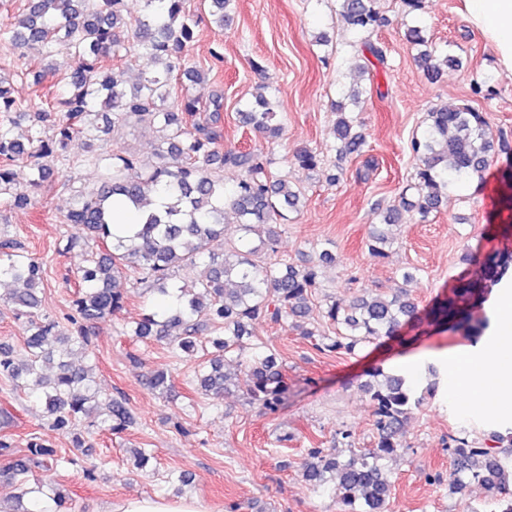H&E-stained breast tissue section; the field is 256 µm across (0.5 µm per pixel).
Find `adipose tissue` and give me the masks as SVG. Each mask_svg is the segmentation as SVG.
Returning <instances> with one entry per match:
<instances>
[{
	"label": "adipose tissue",
	"mask_w": 512,
	"mask_h": 512,
	"mask_svg": "<svg viewBox=\"0 0 512 512\" xmlns=\"http://www.w3.org/2000/svg\"><path fill=\"white\" fill-rule=\"evenodd\" d=\"M468 22L481 32L494 49L501 70L512 74V0H462ZM498 341L488 343L480 356L462 351L443 358L448 377L446 393L457 401L466 391L488 387L492 408L512 404V289L494 295ZM108 512H207L192 497L159 499L131 497L111 504Z\"/></svg>",
	"instance_id": "ef3b65f1"
}]
</instances>
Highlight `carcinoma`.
Masks as SVG:
<instances>
[{
	"instance_id": "carcinoma-1",
	"label": "carcinoma",
	"mask_w": 512,
	"mask_h": 512,
	"mask_svg": "<svg viewBox=\"0 0 512 512\" xmlns=\"http://www.w3.org/2000/svg\"><path fill=\"white\" fill-rule=\"evenodd\" d=\"M156 0H144L143 14L130 27L133 48L149 57L157 71L129 86L122 71L108 69L104 59L119 57L127 50L121 32L127 26L123 0H27V8L11 26L1 29L7 41L23 58L35 51L49 54L66 49L76 60L66 77L67 92L58 99L61 110L34 113L35 124L27 142L9 138L10 130L0 125V195L15 207L29 204L28 195L16 188L15 163L34 157L28 184L39 187L55 176L54 144H67L82 133L85 119L95 112L112 113L106 119L104 133L121 135L131 125L158 127L169 135L158 145L154 160H142L118 148L112 151L98 189L81 197L65 216L80 236L101 244L86 253L79 270L78 292L73 301L71 329L64 332L57 321L40 311L37 292L43 284V265L32 259H8L0 262V283L8 289L0 294V303L25 319L26 359L17 362L12 351L0 346V378L17 391L37 395L44 402L51 426L67 429L97 409L99 391L94 387V367H77L60 360L49 374L56 345L69 343L86 354L88 325L99 323L122 311L125 303L121 281L128 274L137 283L150 284L158 296L174 295L176 304L128 323L127 334L137 339L171 337V349L192 357L199 350V333L206 329L223 336L212 339L214 354L197 364L194 371L200 390L222 393L228 376L224 361L234 357L244 370L235 387L242 388L268 413L280 410L288 383L276 368V359L263 347L250 344L249 324L265 319L274 324L291 323L300 335L309 339L315 331L300 323L309 310L310 299L318 288V263L332 260L329 252L318 262L297 268L282 267L267 261L276 252L280 221L285 211L295 209L302 200L297 180L274 176L270 161L254 149L224 150L223 130L219 122L224 109V92L210 91L203 100L188 91L172 87L174 76L185 77L191 85L207 83V74L199 69H184L181 61L194 39L196 21L186 8L187 0H168L165 10L154 9ZM339 16L360 37L359 68L371 71L385 67L383 48L370 39L381 24L374 0H337ZM409 43L416 50L415 62L433 77L443 66H458L452 55H440L428 45L417 26L407 28ZM363 91L353 90L347 101L334 104V134L337 156L359 154L365 135L347 110L346 102L363 103ZM242 123L267 133L279 134L281 124L260 84L247 109L240 113ZM486 120L480 112L455 104H442L427 113L421 135L412 138L410 149L419 162L415 178L416 200L403 201V207L420 217L439 206L442 195L455 183L480 174L488 164L491 142L486 138ZM322 163L320 154L307 147L293 152V165L305 172ZM236 173L231 189L224 187V171ZM160 190L170 196L164 210L147 215L136 237L112 240V198L121 196L139 208L151 204L150 194ZM232 212L238 222L240 245L225 244L216 254L210 244L224 237V215ZM391 239L376 230L368 243L372 256L382 258ZM184 265L199 268L191 284L172 281L174 269ZM512 277V251H488L479 266V274L458 286L452 296L432 311L433 322L457 333L471 343L477 342L490 327L487 316L476 311L486 301L489 290ZM417 312V304L405 294L391 298L366 292L344 307L331 303L325 315L336 326V337L319 351L329 348L348 354L373 340L396 339L401 328ZM430 382L425 394L416 395L403 377L390 375L380 366L369 371L365 397L372 408L376 429L375 446L347 459L322 448H311L302 464V476L316 491L338 487L344 512H384L390 485L383 477L381 461L400 447L399 433L412 410L425 397H433L439 387V372L427 366ZM144 385L158 398L167 395L172 384L165 370L149 372ZM127 403L111 399L101 423L120 433L133 424ZM452 471L448 482L457 493L477 482L492 494L494 512H512V426L494 432L489 443L475 446L466 438H452ZM30 456L9 467V478L20 493L10 512H31L23 499L33 493L53 503L51 512H65L69 494L52 482L27 485L32 467H49L59 462L56 449L39 440L29 442Z\"/></svg>"
}]
</instances>
